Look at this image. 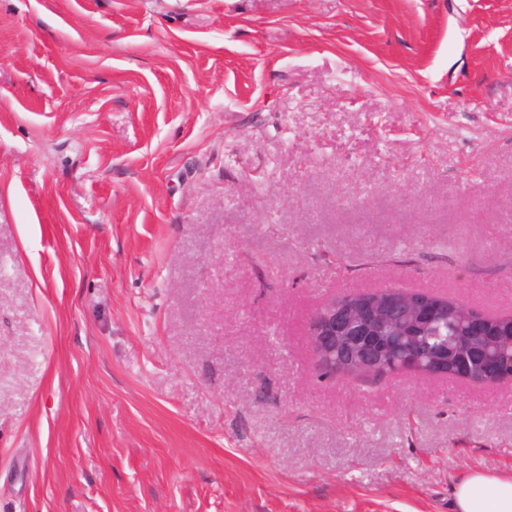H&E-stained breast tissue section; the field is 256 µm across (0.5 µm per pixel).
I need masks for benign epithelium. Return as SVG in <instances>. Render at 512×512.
I'll list each match as a JSON object with an SVG mask.
<instances>
[{
	"mask_svg": "<svg viewBox=\"0 0 512 512\" xmlns=\"http://www.w3.org/2000/svg\"><path fill=\"white\" fill-rule=\"evenodd\" d=\"M437 308L426 298L419 300L404 288H378L343 301L339 298L318 308L309 323L307 339L317 360H322L331 337L345 336L360 348L357 361L374 369L400 349L405 337L397 336L382 348L363 347L364 338L379 332L394 333ZM472 372L461 378L483 385L512 381V336H497L493 343L472 356Z\"/></svg>",
	"mask_w": 512,
	"mask_h": 512,
	"instance_id": "1",
	"label": "benign epithelium"
}]
</instances>
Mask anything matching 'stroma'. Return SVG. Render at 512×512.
<instances>
[{
    "mask_svg": "<svg viewBox=\"0 0 512 512\" xmlns=\"http://www.w3.org/2000/svg\"><path fill=\"white\" fill-rule=\"evenodd\" d=\"M386 286L512 314V0H0V512H452L512 381L319 378Z\"/></svg>",
    "mask_w": 512,
    "mask_h": 512,
    "instance_id": "1",
    "label": "stroma"
}]
</instances>
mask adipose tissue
Masks as SVG:
<instances>
[{
    "label": "adipose tissue",
    "mask_w": 512,
    "mask_h": 512,
    "mask_svg": "<svg viewBox=\"0 0 512 512\" xmlns=\"http://www.w3.org/2000/svg\"><path fill=\"white\" fill-rule=\"evenodd\" d=\"M455 512H512V475L474 473L454 488Z\"/></svg>",
    "instance_id": "1"
}]
</instances>
